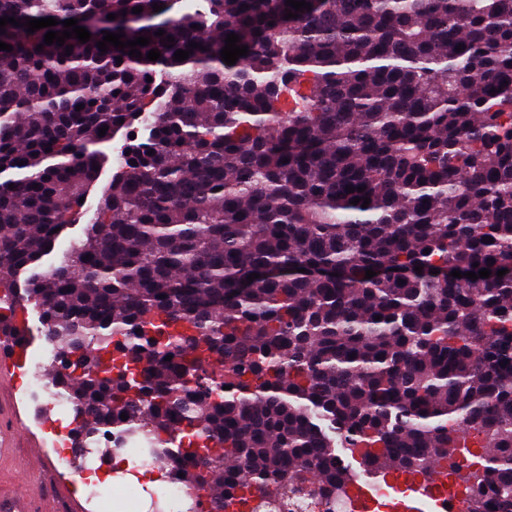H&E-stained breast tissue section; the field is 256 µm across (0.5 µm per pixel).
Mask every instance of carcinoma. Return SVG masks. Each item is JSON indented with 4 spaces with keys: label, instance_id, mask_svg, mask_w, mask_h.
I'll return each mask as SVG.
<instances>
[{
    "label": "carcinoma",
    "instance_id": "carcinoma-1",
    "mask_svg": "<svg viewBox=\"0 0 512 512\" xmlns=\"http://www.w3.org/2000/svg\"><path fill=\"white\" fill-rule=\"evenodd\" d=\"M306 2L0 0L60 21L0 34V345L33 308L79 459L139 438L187 512H299L311 482L332 512L338 448L383 477L455 459L467 512H512V0ZM70 18L90 40L45 44ZM120 29L142 58L100 52ZM97 201L98 198L96 196L87 199L83 207L84 215L77 224H72L64 233L63 237L59 239L53 253L45 258L46 264L56 262L57 258L66 251L74 241L83 237L87 224H90L91 220L94 218Z\"/></svg>",
    "mask_w": 512,
    "mask_h": 512
}]
</instances>
